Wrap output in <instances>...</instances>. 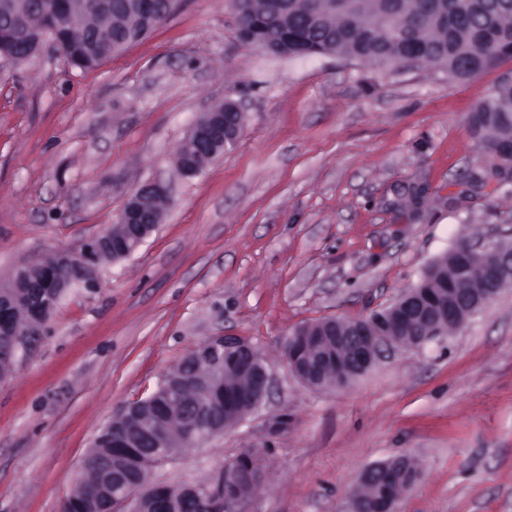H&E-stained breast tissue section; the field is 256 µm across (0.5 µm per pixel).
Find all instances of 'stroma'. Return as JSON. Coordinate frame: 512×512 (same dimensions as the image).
I'll use <instances>...</instances> for the list:
<instances>
[{"label": "stroma", "mask_w": 512, "mask_h": 512, "mask_svg": "<svg viewBox=\"0 0 512 512\" xmlns=\"http://www.w3.org/2000/svg\"><path fill=\"white\" fill-rule=\"evenodd\" d=\"M510 77V61L460 82L276 56L238 41L231 0H179L93 70L48 44L0 60V281L98 234L139 183L171 192L159 229L63 296L0 380V512H60L113 413L225 332L261 350L272 389L151 482L205 481L252 448L250 512H346L367 466L407 453L422 475L397 512H512V288L342 389L302 384L281 355L295 326L385 306L460 240H512V183H468L490 160L466 130ZM228 97L237 144L181 177L177 146Z\"/></svg>", "instance_id": "stroma-1"}]
</instances>
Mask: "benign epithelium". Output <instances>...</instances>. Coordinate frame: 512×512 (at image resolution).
Segmentation results:
<instances>
[{
  "label": "benign epithelium",
  "instance_id": "7a95c632",
  "mask_svg": "<svg viewBox=\"0 0 512 512\" xmlns=\"http://www.w3.org/2000/svg\"><path fill=\"white\" fill-rule=\"evenodd\" d=\"M152 6L153 0H76L65 19L71 25L81 19H95L103 25L112 21L117 25L130 18L140 19ZM293 8L292 0H269L266 5V11L278 14L285 26ZM16 22L18 36L5 33L0 39L10 44L17 37L27 40L34 26L21 11L16 13ZM244 120L241 106L230 98L202 113L182 142L192 149L193 155L183 151L176 154L179 174L192 178L200 172L199 163H214L233 146ZM169 199L167 184L159 180L144 182L127 197L116 220L99 234L75 248L47 253L46 276L32 281L30 265L15 268L9 280L0 283V341H8L6 348H0V360L14 366L18 350L51 317L52 301L72 285L97 287V281L88 279L89 271L106 260H121L138 250L163 222L165 208L158 202L166 203ZM453 256L460 292L448 295L447 304L427 312L420 296L412 289L405 290L382 307L391 321L386 336L368 334L359 320L345 322L336 317L319 323L318 331L326 346L347 356V363L333 378L328 375L330 363L322 353L303 345L312 324L301 325L288 336V354L284 356L288 370L312 388L344 387L406 350L463 329L504 287L512 286L511 241H466L454 250ZM272 383L269 363L255 345L242 337L223 334L199 344L189 357L165 373L154 393L112 415V429L124 430L134 435L136 442L149 441L167 452L163 456L143 457L140 471L126 483L123 495L112 499L107 512H158V501L140 488L142 476L153 466L173 461L201 441L221 436L237 426L262 403ZM154 399L168 402L166 417H152L150 402ZM121 471L118 459L98 465L96 494L75 499L81 512H102L101 500L112 493L109 478L121 477ZM226 471L237 486L261 481L260 473L236 462L227 465ZM166 491L164 512H179L182 502L200 497L206 498L208 512H248L246 498L235 491L223 494L210 484L191 483L176 489L168 486ZM399 497L398 493L372 498L357 493L347 512H396Z\"/></svg>",
  "mask_w": 512,
  "mask_h": 512
}]
</instances>
